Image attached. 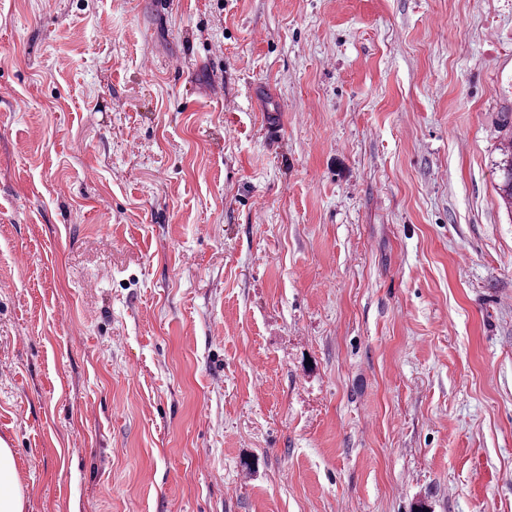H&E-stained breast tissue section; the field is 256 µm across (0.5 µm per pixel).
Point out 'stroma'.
<instances>
[{
  "instance_id": "obj_1",
  "label": "stroma",
  "mask_w": 512,
  "mask_h": 512,
  "mask_svg": "<svg viewBox=\"0 0 512 512\" xmlns=\"http://www.w3.org/2000/svg\"><path fill=\"white\" fill-rule=\"evenodd\" d=\"M510 107L512 0H0L24 512H512ZM502 128L510 130V139L506 144H504L503 148L500 149L502 153L500 154V159L495 162V169L500 173L501 181L498 185V190L501 198L504 201V204L507 209L512 211V168L510 171H506L505 167L508 161L512 162V137H511V129H512V109H508L507 112H504V121L502 124Z\"/></svg>"
}]
</instances>
